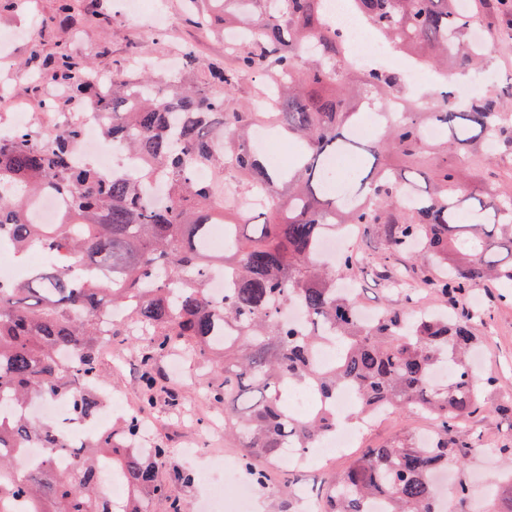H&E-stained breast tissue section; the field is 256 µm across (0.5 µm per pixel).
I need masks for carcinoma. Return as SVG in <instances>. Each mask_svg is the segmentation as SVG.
Wrapping results in <instances>:
<instances>
[{
  "mask_svg": "<svg viewBox=\"0 0 512 512\" xmlns=\"http://www.w3.org/2000/svg\"><path fill=\"white\" fill-rule=\"evenodd\" d=\"M202 5L198 25L235 18L246 42L234 61L210 70V82L165 94L127 75L104 91L95 72L61 46L50 59L54 80L73 101L87 98L108 117L104 135L137 155L129 171H104L88 160L72 162L78 123L51 129L39 119L0 128V235L19 258L39 250L45 264L27 280L0 284V502L15 499L29 512H150L149 501L166 494L157 466L168 459L163 441L137 447L140 419L128 416L112 433L76 444L54 426L34 424L25 404L64 399L76 418H93L106 386L99 341L111 306L121 304L129 323L155 337L139 349L145 367L144 399L154 403L151 366L177 351L212 367L205 387L210 403L224 409V433L240 442V462L256 482L265 473L256 460L273 461L283 449L311 448L340 426L332 407L349 383L360 412L388 406L425 413L435 422L427 446L412 440L367 449L330 485L324 512H365L374 497L386 512H442L431 474L468 455L454 433L480 408L490 379L471 366L474 326L485 313L460 307L412 318L423 287L455 301L468 284L490 279L512 288V203L477 186L466 172L490 163L486 145L512 144V113L494 89L465 105L446 89L437 112H384L377 140L368 144L353 129L360 113L347 93L345 47L323 10V0H189ZM383 38L435 69L453 62L465 73L485 61L467 41L471 16L455 0H351ZM312 46L306 64L301 49ZM247 72L266 78L276 111L226 112L224 99ZM224 89L215 93L213 86ZM402 76L382 67L362 73L360 98L380 105L401 97ZM269 121L299 144L286 169L269 165L249 143L253 126ZM448 131L454 156L418 177L429 189H406L404 170L381 161L388 150L414 159L437 145L423 137L424 123ZM351 154L353 199L329 188L328 163ZM205 166L219 178L235 174L250 199L263 194L265 220L246 237L217 200L216 187L199 178ZM63 198L58 224H40L34 202ZM226 227L224 249L206 248L214 216ZM353 224L383 234L380 276L400 281L404 304L381 313L372 325L358 317V296L337 277L359 264L348 254L332 269L317 260L330 228ZM214 268L233 271L235 287L216 300L206 288ZM296 300L306 326L284 321ZM336 343L338 360L327 371L313 363L315 349ZM307 384L314 407L296 420L279 405L278 392ZM44 449L25 467L21 449ZM67 455L69 470L58 469ZM126 482L129 495L111 503L97 482L102 465Z\"/></svg>",
  "mask_w": 512,
  "mask_h": 512,
  "instance_id": "cac0c4a2",
  "label": "carcinoma"
}]
</instances>
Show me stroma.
Here are the masks:
<instances>
[{"label": "stroma", "instance_id": "stroma-1", "mask_svg": "<svg viewBox=\"0 0 512 512\" xmlns=\"http://www.w3.org/2000/svg\"><path fill=\"white\" fill-rule=\"evenodd\" d=\"M123 0H70L69 14L58 10L60 0H14L0 10V38H11L9 56H0V119L11 121L15 112L42 111L46 98H55L59 111H72L67 91L49 76L35 77L32 55L46 56L65 45L96 72L119 73L132 70L146 74L161 89L171 85L194 86L205 81L208 69L230 63L231 58L219 31L202 34L183 6L184 0H143L137 20H129ZM466 9L485 31L494 33L493 54L487 64L461 78L468 97L512 83V6L488 8L485 0H466ZM193 48L198 66L180 64V52ZM469 181L494 194H512V145L501 146L490 164ZM360 295L363 307L379 309L400 304L401 299L380 280L372 267L355 270L348 276ZM477 307L486 317L476 326L481 372L493 376L494 386L482 395L483 408L473 415L458 435L471 443L472 451L463 465L454 470L456 483L469 487L467 496L449 489L443 496L447 512H486L489 504L487 481L512 469V428L500 419L498 407L512 403V295L496 283L473 285ZM146 336L134 332L116 336L112 347L123 357L107 368V382L113 399L125 400L129 411L142 412L152 431L162 433L176 465L186 462L190 448H207L215 455L236 457L237 441L223 434L207 435L209 420L217 414L202 391L210 376L206 365L193 366L181 353L158 359L154 376L161 392L150 409H143L141 375L137 355ZM434 422L422 414L398 413L376 422L356 448L332 456L316 458L301 475L303 482L322 486L357 459L366 448L403 439H419L432 434ZM287 467L266 465L265 485L256 490L255 512H303L296 496H283L281 480Z\"/></svg>", "mask_w": 512, "mask_h": 512}]
</instances>
